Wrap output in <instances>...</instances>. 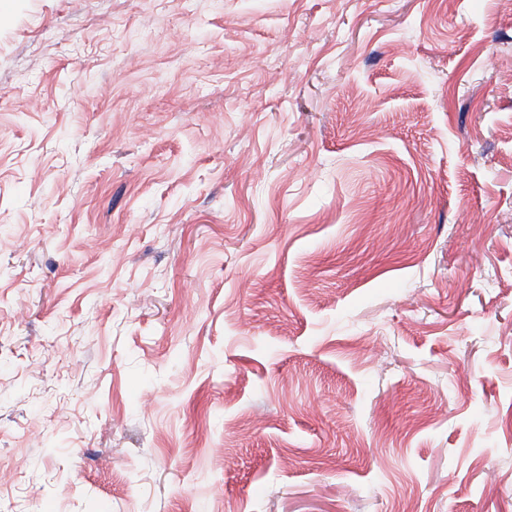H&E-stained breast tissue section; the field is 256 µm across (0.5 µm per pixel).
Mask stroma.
Masks as SVG:
<instances>
[{
    "instance_id": "obj_1",
    "label": "stroma",
    "mask_w": 512,
    "mask_h": 512,
    "mask_svg": "<svg viewBox=\"0 0 512 512\" xmlns=\"http://www.w3.org/2000/svg\"><path fill=\"white\" fill-rule=\"evenodd\" d=\"M0 512H512V0H0Z\"/></svg>"
}]
</instances>
